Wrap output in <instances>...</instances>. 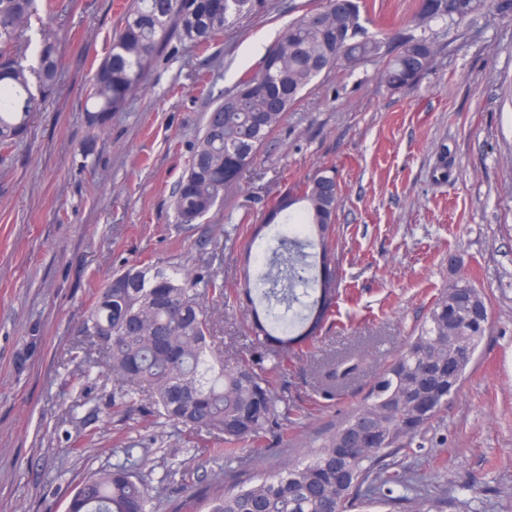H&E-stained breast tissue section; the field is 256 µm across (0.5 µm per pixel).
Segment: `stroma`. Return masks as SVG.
<instances>
[{"instance_id":"1","label":"stroma","mask_w":512,"mask_h":512,"mask_svg":"<svg viewBox=\"0 0 512 512\" xmlns=\"http://www.w3.org/2000/svg\"><path fill=\"white\" fill-rule=\"evenodd\" d=\"M126 0H50L19 51L35 64L56 38L58 85L45 92L24 137L0 150V512H66L94 469L145 444L173 512L183 479L204 486L226 470H278L362 399L374 377L459 277L491 299L489 329L460 392L404 459L416 491L444 512H512V18L489 13L444 47L411 89L394 93L368 62L332 69L276 129L224 206L177 223L172 192L215 101L255 69L290 21L318 0H266L226 27L207 51L155 57L127 111L105 132L86 122L92 65L107 55ZM417 0H370L368 31L402 28ZM448 177L436 179L439 156ZM335 168L341 205L333 236L341 283L306 354L289 355L276 389L309 412L301 427L233 455L184 445L182 427L110 406L115 379L73 360L84 313L116 270L187 265L224 281L209 302L226 355L253 353L251 317L236 295L257 262L234 239L270 237L267 205L314 170ZM364 352L359 375L320 395L321 365ZM81 452H73V440Z\"/></svg>"}]
</instances>
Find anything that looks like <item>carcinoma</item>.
<instances>
[{
  "label": "carcinoma",
  "mask_w": 512,
  "mask_h": 512,
  "mask_svg": "<svg viewBox=\"0 0 512 512\" xmlns=\"http://www.w3.org/2000/svg\"><path fill=\"white\" fill-rule=\"evenodd\" d=\"M264 0H130L108 55L93 71L87 121L103 127L126 110L155 56L168 48L208 46L232 20L255 15ZM367 0H322L283 30L232 92L208 112L187 169L173 190L181 224H195L224 204L251 168L301 93L335 66L380 64L379 78L391 91L418 82L441 49L439 32L495 10L512 12V0H418L402 29L371 34L362 25ZM36 11V0H0V148L27 132L41 105L31 78L45 90L59 80L55 42L43 38L37 65L19 55L18 43ZM285 217L295 226L270 246L266 267L242 293L252 305L255 344L273 361L263 367L248 358L226 357L211 334L206 299H224V281L204 284L186 269L132 264L112 274L98 290L81 334L120 382L110 393L126 408L148 397L152 413L185 428L192 438H211L234 452L258 446L303 419L288 405L271 375L294 346L314 335L304 329L315 311L324 320L337 288L322 285L321 268L332 256L329 235L340 204L333 169L316 170L289 188L271 207L267 223ZM488 297L466 279L448 283L397 357L374 379L365 398L321 438L310 458L288 461L272 473L252 474L228 484L187 485V512H367L395 504L391 493L406 473L389 460L407 455L414 439L448 410L485 335ZM362 353H348L322 370V389L355 377ZM139 442L123 448L125 459L90 472L74 489L68 512H153ZM411 512H440L430 492L408 499Z\"/></svg>",
  "instance_id": "cac0c4a2"
}]
</instances>
